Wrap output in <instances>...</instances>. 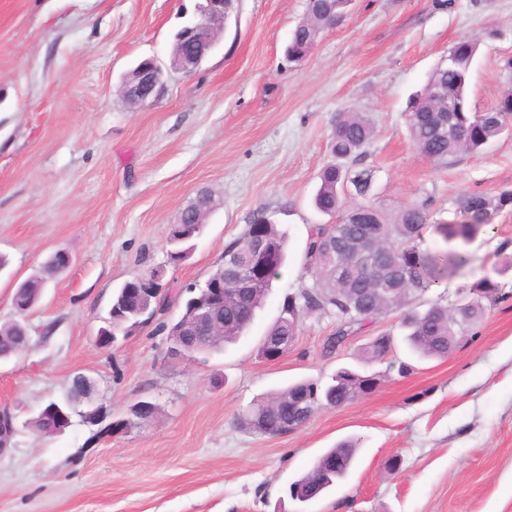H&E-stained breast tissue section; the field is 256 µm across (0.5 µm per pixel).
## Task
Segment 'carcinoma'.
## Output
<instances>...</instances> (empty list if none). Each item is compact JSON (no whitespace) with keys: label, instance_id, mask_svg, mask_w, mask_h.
<instances>
[{"label":"carcinoma","instance_id":"1","mask_svg":"<svg viewBox=\"0 0 512 512\" xmlns=\"http://www.w3.org/2000/svg\"><path fill=\"white\" fill-rule=\"evenodd\" d=\"M350 0H309L305 17L291 32L286 55L292 61L307 56L318 35L326 29L328 19L342 16ZM479 40L460 37L448 53L428 75L427 81L410 101L408 129L413 146L426 158L438 164L461 153L477 154L486 145L498 139L512 125V91L505 94L490 118L480 119L467 99V85L471 67L479 50ZM440 88L444 98L455 106L449 113L450 125L445 133L437 129L438 109L442 101L433 97L430 89ZM375 135L371 121L361 112L348 111L339 115L334 125L330 150L335 162L326 165L320 174V187L314 197L316 209L326 215H336L334 224H318L311 229L305 250L306 272L313 283L285 295L281 315L267 330L266 336H292L306 316L318 313L336 319V333L331 348H336L347 336L362 329L389 312L407 305L411 295L427 291L448 278L449 274L471 263L468 253L451 249L446 253L430 254L420 248L422 230L429 223L425 204H406L394 214L385 212L370 202L357 201L347 192L352 185L355 196H367L374 178V170L358 169L366 146ZM455 219L437 223V229L448 241L465 245L490 224L493 216L512 210V190L495 195L483 192H465L455 200ZM215 208V199L206 189L197 192L172 225L171 236L193 240L199 236L207 216ZM368 233L380 250V263L386 281L398 288L396 292L367 290L371 270L358 264L339 249L352 236ZM287 237L266 216L259 214L240 236L228 242L224 255L242 253L260 266L266 286H241L239 270L226 264L217 267L212 275L224 273V305L217 310L224 325L216 336L196 329L188 307H183L179 319L167 328L166 342L182 349L191 359H208L224 351V347L238 341L262 307L272 283L286 259ZM65 268V255L54 253L34 275L20 284L19 298L28 299L36 290L45 287L49 278ZM156 269L137 276L129 288H144L136 298L126 291L115 293L112 309L115 318L112 331L128 336L144 324L140 312L150 307L163 312L172 305L167 294L155 282ZM497 286L487 278L476 280L469 293L480 298L496 297ZM484 312L477 300L458 314L435 303L423 311L403 313L400 327L410 352L422 359L443 358L453 349L457 336ZM28 345V336L17 322L0 325V356L11 357ZM392 350L391 333L365 344L359 356L365 362L383 359ZM377 384L374 377L343 368L324 389L310 381H298L271 393L253 404L241 418L246 429L263 435H282L288 421V409L299 396L306 397L314 408L341 406L367 393ZM361 438L344 441L324 451L309 470L289 486L291 496L302 500L314 490L327 492L349 473Z\"/></svg>","mask_w":512,"mask_h":512}]
</instances>
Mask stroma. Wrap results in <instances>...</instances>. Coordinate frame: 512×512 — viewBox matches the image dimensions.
<instances>
[{"label": "stroma", "instance_id": "obj_1", "mask_svg": "<svg viewBox=\"0 0 512 512\" xmlns=\"http://www.w3.org/2000/svg\"><path fill=\"white\" fill-rule=\"evenodd\" d=\"M199 3L0 0V323L17 318L16 283L56 251L71 258L26 317V350L0 363V405L18 423L0 455V512H296L290 483L350 437L363 446L347 479L306 512H512V211L465 247L499 300L447 357L411 359L398 338L387 358L362 361L360 347L394 329L395 312L332 351L335 319L310 315L281 359L257 355L284 295L312 283L308 234L333 221L313 198L343 110L375 127L361 161L375 171L372 200L389 213L429 204L430 253L450 248L435 223L453 219L459 193L512 188V135L437 165L407 128L410 97L461 36L483 40L472 110L490 111L512 88V0H353L299 63L285 50L306 0H233L200 66L172 70L174 36ZM144 58L166 68V82L134 107L121 87ZM201 189L217 206L171 260V226ZM260 211L286 234L288 257L236 344L200 363L175 359L153 320L98 344L125 281L161 267L171 285L204 284ZM344 366L376 375V389L319 408L292 433L240 428L257 398L302 379L326 385ZM78 373L94 380L109 421L141 400L155 417L116 433L77 419L58 435L32 427Z\"/></svg>", "mask_w": 512, "mask_h": 512}]
</instances>
